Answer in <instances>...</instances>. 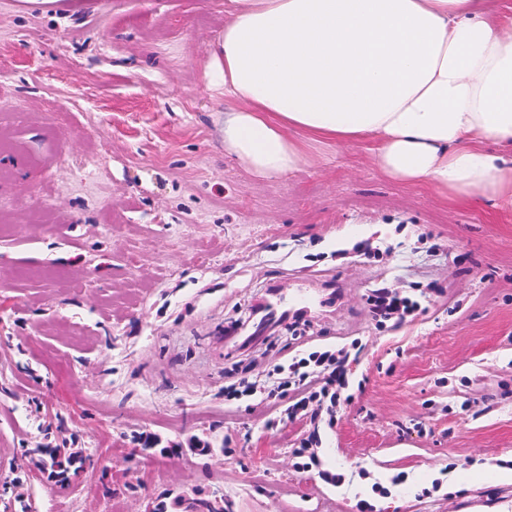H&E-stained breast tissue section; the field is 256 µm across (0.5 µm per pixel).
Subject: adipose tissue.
<instances>
[{
    "instance_id": "ef3b65f1",
    "label": "adipose tissue",
    "mask_w": 512,
    "mask_h": 512,
    "mask_svg": "<svg viewBox=\"0 0 512 512\" xmlns=\"http://www.w3.org/2000/svg\"><path fill=\"white\" fill-rule=\"evenodd\" d=\"M228 3L205 75L234 103L224 148L252 174L371 140L391 180L512 209V16L484 0Z\"/></svg>"
}]
</instances>
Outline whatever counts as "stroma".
I'll return each instance as SVG.
<instances>
[{"mask_svg":"<svg viewBox=\"0 0 512 512\" xmlns=\"http://www.w3.org/2000/svg\"><path fill=\"white\" fill-rule=\"evenodd\" d=\"M224 2L0 0V512H512V212L389 180L366 143L246 171L204 80ZM302 273L331 306L226 342ZM381 288L416 316L375 320ZM344 346L355 396L297 470L309 423L267 425L294 388L224 387ZM40 442L82 452L69 485L26 467ZM318 445L319 442L315 435L303 439L295 450L294 466L302 471L311 470L312 466L318 463Z\"/></svg>","mask_w":512,"mask_h":512,"instance_id":"stroma-1","label":"stroma"}]
</instances>
